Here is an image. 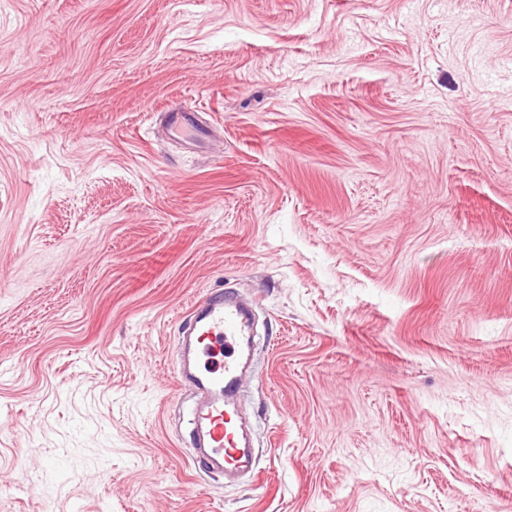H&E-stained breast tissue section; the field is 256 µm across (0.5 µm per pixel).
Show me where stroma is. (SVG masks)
<instances>
[{
    "mask_svg": "<svg viewBox=\"0 0 512 512\" xmlns=\"http://www.w3.org/2000/svg\"><path fill=\"white\" fill-rule=\"evenodd\" d=\"M219 289L236 483L178 380ZM0 512H512V0H0ZM167 130L172 139L197 142L203 128L195 124L188 112H167ZM251 317L249 305L228 292H214L192 305L179 344L181 379L202 401L193 429L197 444L192 461L224 473V478L255 468L237 405L251 361ZM215 348L224 356L221 363L209 361Z\"/></svg>",
    "mask_w": 512,
    "mask_h": 512,
    "instance_id": "35a3bbf8",
    "label": "stroma"
}]
</instances>
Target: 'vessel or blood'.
I'll use <instances>...</instances> for the list:
<instances>
[{
  "instance_id": "obj_1",
  "label": "vessel or blood",
  "mask_w": 512,
  "mask_h": 512,
  "mask_svg": "<svg viewBox=\"0 0 512 512\" xmlns=\"http://www.w3.org/2000/svg\"><path fill=\"white\" fill-rule=\"evenodd\" d=\"M167 130L172 139L194 142L202 132L183 111L168 113ZM251 317L249 305L218 291L193 304L180 339L181 378L202 401L192 460L228 477L254 470L252 448L238 417L242 378L251 361Z\"/></svg>"
}]
</instances>
